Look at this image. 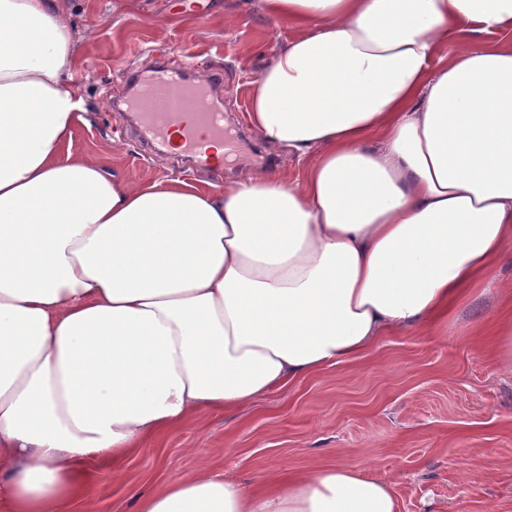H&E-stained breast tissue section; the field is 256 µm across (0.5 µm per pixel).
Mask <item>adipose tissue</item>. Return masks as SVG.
Instances as JSON below:
<instances>
[{
  "instance_id": "adipose-tissue-1",
  "label": "adipose tissue",
  "mask_w": 512,
  "mask_h": 512,
  "mask_svg": "<svg viewBox=\"0 0 512 512\" xmlns=\"http://www.w3.org/2000/svg\"><path fill=\"white\" fill-rule=\"evenodd\" d=\"M291 34L248 123L302 178L218 195L74 152L57 0H0V512H67L121 461L447 316L512 247V0H258ZM452 57L441 51L450 44ZM134 512H399L339 464L264 488L201 469Z\"/></svg>"
}]
</instances>
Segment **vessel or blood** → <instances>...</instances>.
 Listing matches in <instances>:
<instances>
[{"label": "vessel or blood", "instance_id": "vessel-or-blood-1", "mask_svg": "<svg viewBox=\"0 0 512 512\" xmlns=\"http://www.w3.org/2000/svg\"><path fill=\"white\" fill-rule=\"evenodd\" d=\"M167 49H160L155 67L141 82V97L150 108L140 130L143 139L166 144L171 127H179L180 146L190 169L215 171L209 152L204 151V139L219 140L225 149H232L234 137L224 125V114L212 101L204 86L192 83L193 60L187 59L176 67L167 60Z\"/></svg>", "mask_w": 512, "mask_h": 512}]
</instances>
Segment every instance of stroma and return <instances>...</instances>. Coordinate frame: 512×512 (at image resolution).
Listing matches in <instances>:
<instances>
[{
  "instance_id": "stroma-1",
  "label": "stroma",
  "mask_w": 512,
  "mask_h": 512,
  "mask_svg": "<svg viewBox=\"0 0 512 512\" xmlns=\"http://www.w3.org/2000/svg\"><path fill=\"white\" fill-rule=\"evenodd\" d=\"M80 39L72 83L85 121L72 148L132 184L189 177L217 192L255 164L278 170L279 155L246 120L251 82L290 34L255 0H59ZM194 56L196 74L224 71L226 123L236 162L224 175H186L122 124L110 94L128 69L146 71L153 50ZM497 292L472 293L447 321L384 337L367 355L336 365L231 412L186 423L120 468L94 461L101 489L94 512H132V498L166 480L208 468L226 479L272 482L343 463L391 484L400 512H512V376L498 373L477 333L501 310Z\"/></svg>"
}]
</instances>
